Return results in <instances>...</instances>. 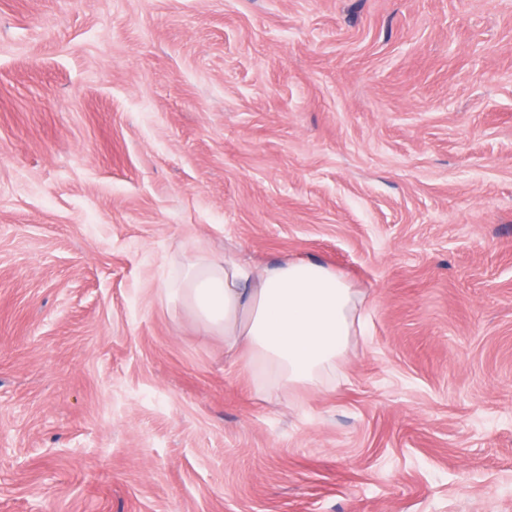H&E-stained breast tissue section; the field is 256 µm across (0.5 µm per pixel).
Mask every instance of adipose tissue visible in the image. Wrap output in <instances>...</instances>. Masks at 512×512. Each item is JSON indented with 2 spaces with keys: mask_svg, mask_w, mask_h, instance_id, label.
I'll return each instance as SVG.
<instances>
[{
  "mask_svg": "<svg viewBox=\"0 0 512 512\" xmlns=\"http://www.w3.org/2000/svg\"><path fill=\"white\" fill-rule=\"evenodd\" d=\"M248 371L268 399L296 386L334 388L336 368L363 335L364 295L335 270L312 259L261 268L231 256L199 254L161 283Z\"/></svg>",
  "mask_w": 512,
  "mask_h": 512,
  "instance_id": "ef3b65f1",
  "label": "adipose tissue"
}]
</instances>
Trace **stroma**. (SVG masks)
I'll return each instance as SVG.
<instances>
[{
	"mask_svg": "<svg viewBox=\"0 0 512 512\" xmlns=\"http://www.w3.org/2000/svg\"><path fill=\"white\" fill-rule=\"evenodd\" d=\"M200 250L365 294L344 381ZM0 512H512V0H0ZM211 335L224 337L267 399L304 385H336V368L356 336H365V296L335 270L312 259L256 268L200 253L182 273L161 282Z\"/></svg>",
	"mask_w": 512,
	"mask_h": 512,
	"instance_id": "stroma-1",
	"label": "stroma"
}]
</instances>
